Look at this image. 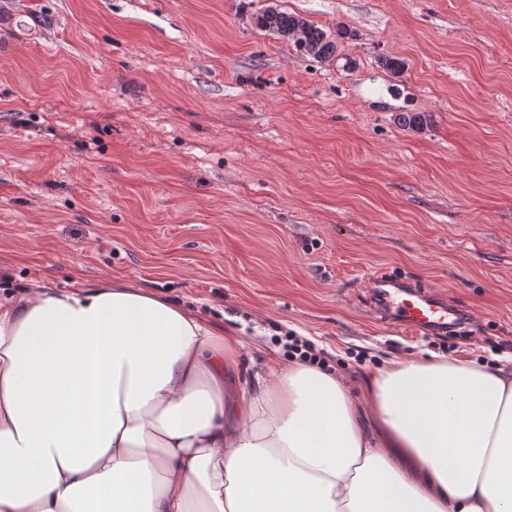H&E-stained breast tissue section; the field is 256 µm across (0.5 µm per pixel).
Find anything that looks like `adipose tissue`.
Here are the masks:
<instances>
[{
    "mask_svg": "<svg viewBox=\"0 0 512 512\" xmlns=\"http://www.w3.org/2000/svg\"><path fill=\"white\" fill-rule=\"evenodd\" d=\"M101 277L0 298V512H512V368L391 359L360 395Z\"/></svg>",
    "mask_w": 512,
    "mask_h": 512,
    "instance_id": "adipose-tissue-1",
    "label": "adipose tissue"
}]
</instances>
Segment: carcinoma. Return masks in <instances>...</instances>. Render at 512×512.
<instances>
[{
    "mask_svg": "<svg viewBox=\"0 0 512 512\" xmlns=\"http://www.w3.org/2000/svg\"><path fill=\"white\" fill-rule=\"evenodd\" d=\"M256 28L270 32L284 40H291L299 50L320 59L335 57L338 39L351 35L345 27L336 31V36L328 35L304 17L282 10L277 5H268L252 16ZM399 125L411 130H421L430 123V116L423 112H405L398 117Z\"/></svg>",
    "mask_w": 512,
    "mask_h": 512,
    "instance_id": "cac0c4a2",
    "label": "carcinoma"
}]
</instances>
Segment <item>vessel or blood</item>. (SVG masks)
Listing matches in <instances>:
<instances>
[{
    "label": "vessel or blood",
    "mask_w": 512,
    "mask_h": 512,
    "mask_svg": "<svg viewBox=\"0 0 512 512\" xmlns=\"http://www.w3.org/2000/svg\"><path fill=\"white\" fill-rule=\"evenodd\" d=\"M368 285L385 316L416 335L446 332L461 317L459 306L448 295L386 274L369 277Z\"/></svg>",
    "instance_id": "b4317fda"
}]
</instances>
